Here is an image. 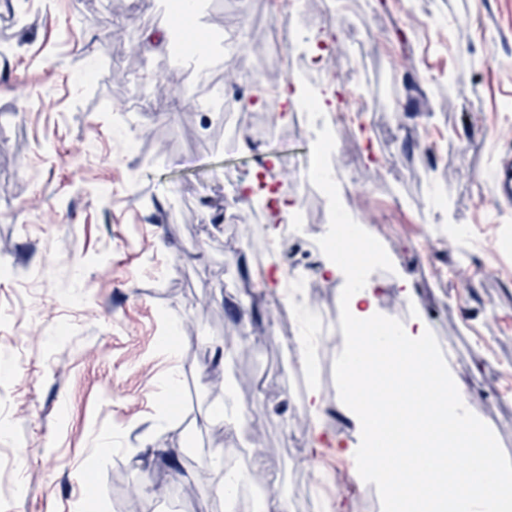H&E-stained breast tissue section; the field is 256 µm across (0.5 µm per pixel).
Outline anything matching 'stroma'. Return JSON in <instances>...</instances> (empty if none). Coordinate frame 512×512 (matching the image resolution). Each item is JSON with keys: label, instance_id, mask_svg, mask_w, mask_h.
<instances>
[{"label": "stroma", "instance_id": "stroma-1", "mask_svg": "<svg viewBox=\"0 0 512 512\" xmlns=\"http://www.w3.org/2000/svg\"><path fill=\"white\" fill-rule=\"evenodd\" d=\"M269 11L270 0H200L190 21L169 0H0V512H225L223 471L203 481L198 470L231 444L264 475L251 512L270 489L291 512H353L376 496L355 481L344 502L318 504L305 462L336 451L297 439L299 339L315 325L289 309L266 319L279 297L265 275L293 268L340 322L345 277L319 273L329 208L296 175L313 141L263 102L224 119L193 101L237 79L288 84L298 100L320 81L306 60L331 38L345 53L325 120L360 186L340 200L356 220L383 211L367 230L393 264L369 277L375 310L422 320L453 347L471 411L512 456V210L489 175L512 151L496 135L512 123V0H305L279 20L294 35L283 58L265 52ZM173 30L227 34L237 51L204 76L174 67ZM396 57L412 70H395ZM261 174L305 205V223L268 207ZM248 187L255 202L221 223ZM450 224L478 231L451 251ZM273 243L278 259L264 260ZM404 278L414 303L400 297ZM343 347L333 340L316 383L328 435L356 446L334 378ZM230 377L246 414L236 430L217 414L215 382ZM143 471L151 491L131 498Z\"/></svg>", "mask_w": 512, "mask_h": 512}]
</instances>
